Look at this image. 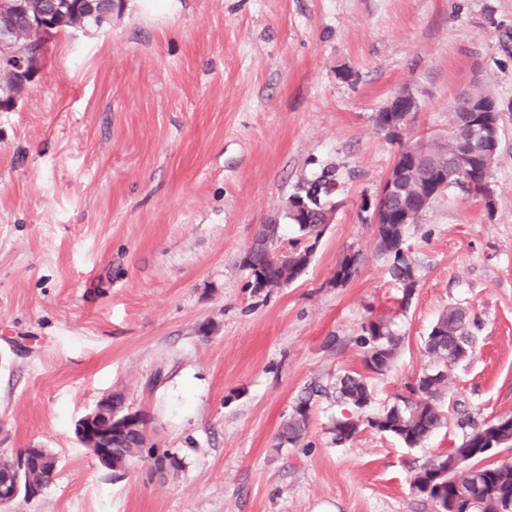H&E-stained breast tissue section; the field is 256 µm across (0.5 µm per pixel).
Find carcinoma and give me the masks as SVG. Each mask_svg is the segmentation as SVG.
Returning a JSON list of instances; mask_svg holds the SVG:
<instances>
[{"label":"carcinoma","mask_w":512,"mask_h":512,"mask_svg":"<svg viewBox=\"0 0 512 512\" xmlns=\"http://www.w3.org/2000/svg\"><path fill=\"white\" fill-rule=\"evenodd\" d=\"M69 4H78L89 23L94 24L99 13L105 8L102 0H65ZM489 94L483 91H465L460 93L448 121V139L437 145L444 161L453 163L456 151L470 136L467 113L463 112L467 100L485 99ZM497 153L481 157L468 172V179L478 182L492 171ZM429 178L427 163L421 162L410 169L405 183L402 202L409 207L424 210L421 190ZM331 189L328 183L315 180L309 190L301 191L304 196L315 194L311 202L310 221L299 223L298 218L288 215L285 220L297 226L304 243H295L288 250V262L279 266L272 262L269 255L278 252L279 237H274L248 249L240 257V265L252 275V288L262 290V284L268 280L280 278L288 284L296 281L308 267L316 241L321 231L320 223L326 213L334 212L335 206L330 202ZM403 224L376 225L377 248L379 252L391 258L390 276L403 289V297H411L417 286V274L413 262L404 253ZM360 253H350L344 257L336 269V283L344 285L357 273ZM470 317L460 307H451L443 312L424 338V349L434 359V368L420 376L409 387V395L400 397L387 409L373 417H344L336 420L332 433L334 441L345 443L353 440L360 432V427L367 425L376 432L400 440L413 448L439 430L447 423L440 405L442 389L448 376V370L463 360L473 348L475 336L468 329ZM361 345L363 348V365L365 371L376 375L384 374L391 366L399 349L401 339L392 328V322L383 317L369 319L362 328ZM336 401L350 405L362 411L372 400V390L368 376L353 372L337 380L334 387ZM312 393L308 392L298 398L291 415L282 423L277 434L279 445H299L305 438L310 420ZM493 446L512 447V417L503 416L495 419V426L484 424L475 427L466 435L459 446L444 453H439L426 460L412 476L411 487L416 493L431 501L435 494L427 493L423 485L432 481L440 483L441 494L449 497L458 482L462 481L473 487H479L470 504L468 512H512V460L493 463L486 462L488 454L485 449ZM23 450L11 455L0 456V477L7 474L19 479L22 486L46 485L50 481L46 466L33 469H20L19 461ZM455 453L472 458V470L467 475H449L444 469V461ZM148 461L161 468L170 463L178 472L183 468L182 460L167 448H157L149 435L140 433L126 435L113 440L112 465L126 469L133 461Z\"/></svg>","instance_id":"1"}]
</instances>
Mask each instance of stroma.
Wrapping results in <instances>:
<instances>
[{
  "mask_svg": "<svg viewBox=\"0 0 512 512\" xmlns=\"http://www.w3.org/2000/svg\"><path fill=\"white\" fill-rule=\"evenodd\" d=\"M40 68L0 112V452L48 448L58 470L11 512H432L415 469L512 412V0H122ZM405 89L417 110L392 137L374 116ZM472 90L501 106L494 205L453 189L406 227V300L364 205ZM324 174L336 209L308 268L253 292L240 255ZM453 306L477 342L448 373L447 427L339 444L350 409L317 396L303 444L279 446L309 385L362 371L368 318L402 338L372 415L432 369L423 339ZM114 391L182 471L115 472L77 441Z\"/></svg>",
  "mask_w": 512,
  "mask_h": 512,
  "instance_id": "obj_1",
  "label": "stroma"
}]
</instances>
